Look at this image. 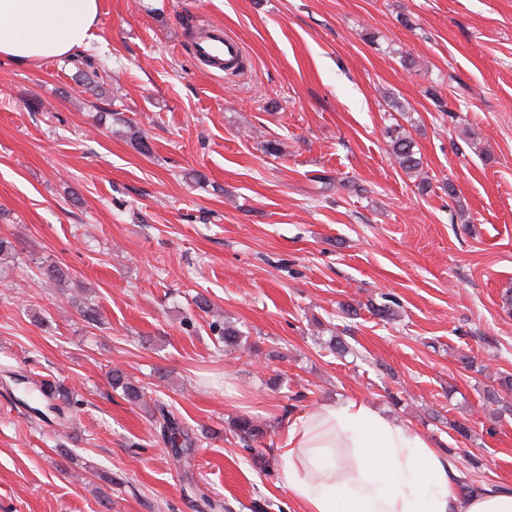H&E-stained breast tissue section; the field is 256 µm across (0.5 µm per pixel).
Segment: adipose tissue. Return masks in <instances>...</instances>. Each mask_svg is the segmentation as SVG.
Returning a JSON list of instances; mask_svg holds the SVG:
<instances>
[{"label":"adipose tissue","instance_id":"1","mask_svg":"<svg viewBox=\"0 0 512 512\" xmlns=\"http://www.w3.org/2000/svg\"><path fill=\"white\" fill-rule=\"evenodd\" d=\"M98 18L99 0H0V56L69 57ZM276 453L301 512H512V489L460 491L454 458L364 400L291 418Z\"/></svg>","mask_w":512,"mask_h":512}]
</instances>
